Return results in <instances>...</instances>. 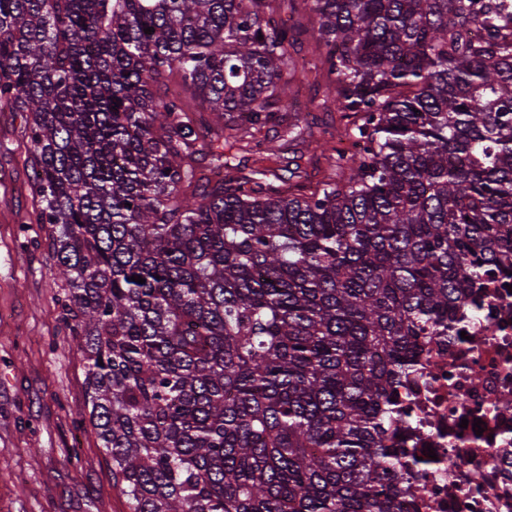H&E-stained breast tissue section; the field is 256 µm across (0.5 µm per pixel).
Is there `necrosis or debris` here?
<instances>
[{
    "mask_svg": "<svg viewBox=\"0 0 512 512\" xmlns=\"http://www.w3.org/2000/svg\"><path fill=\"white\" fill-rule=\"evenodd\" d=\"M397 394L406 461L437 455L405 512H512V268L476 282Z\"/></svg>",
    "mask_w": 512,
    "mask_h": 512,
    "instance_id": "1",
    "label": "necrosis or debris"
}]
</instances>
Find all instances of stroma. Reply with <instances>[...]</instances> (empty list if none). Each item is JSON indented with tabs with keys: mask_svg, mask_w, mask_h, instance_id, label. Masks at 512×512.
<instances>
[{
	"mask_svg": "<svg viewBox=\"0 0 512 512\" xmlns=\"http://www.w3.org/2000/svg\"><path fill=\"white\" fill-rule=\"evenodd\" d=\"M292 21L306 59L295 88L319 102L318 125L335 130L341 118L324 100L328 78L310 16L302 10ZM22 130L21 113L0 112V512H129L92 427L73 426L85 409V364L60 320L47 232L27 221L33 198ZM75 455L85 466L72 464Z\"/></svg>",
	"mask_w": 512,
	"mask_h": 512,
	"instance_id": "obj_1",
	"label": "stroma"
}]
</instances>
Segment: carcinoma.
Listing matches in <instances>:
<instances>
[{"label": "carcinoma", "instance_id": "obj_1", "mask_svg": "<svg viewBox=\"0 0 512 512\" xmlns=\"http://www.w3.org/2000/svg\"><path fill=\"white\" fill-rule=\"evenodd\" d=\"M298 1L363 143L305 194ZM4 108L131 512H402L396 383L512 264V7L0 0ZM270 124L285 165L224 173Z\"/></svg>", "mask_w": 512, "mask_h": 512}]
</instances>
